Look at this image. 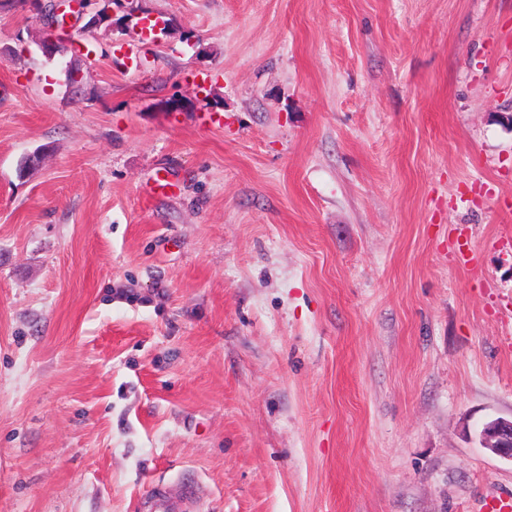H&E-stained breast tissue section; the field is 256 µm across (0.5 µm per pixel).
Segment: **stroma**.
<instances>
[{"instance_id":"obj_1","label":"stroma","mask_w":512,"mask_h":512,"mask_svg":"<svg viewBox=\"0 0 512 512\" xmlns=\"http://www.w3.org/2000/svg\"><path fill=\"white\" fill-rule=\"evenodd\" d=\"M141 6L166 27L112 10L78 57L72 20L52 58L0 9V512H480L512 0ZM193 487L174 489L165 483H154L142 499L143 512H189L191 504L196 500Z\"/></svg>"}]
</instances>
